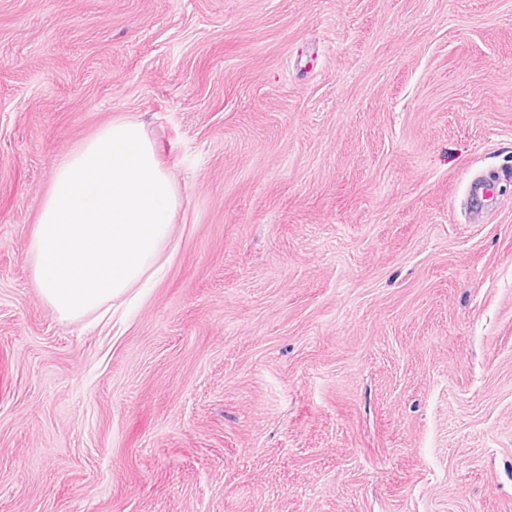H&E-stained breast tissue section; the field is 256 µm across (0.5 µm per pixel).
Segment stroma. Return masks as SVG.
<instances>
[{"label":"stroma","instance_id":"stroma-1","mask_svg":"<svg viewBox=\"0 0 512 512\" xmlns=\"http://www.w3.org/2000/svg\"><path fill=\"white\" fill-rule=\"evenodd\" d=\"M121 116L171 252L63 320L29 237ZM0 512H512V0H0Z\"/></svg>","mask_w":512,"mask_h":512}]
</instances>
